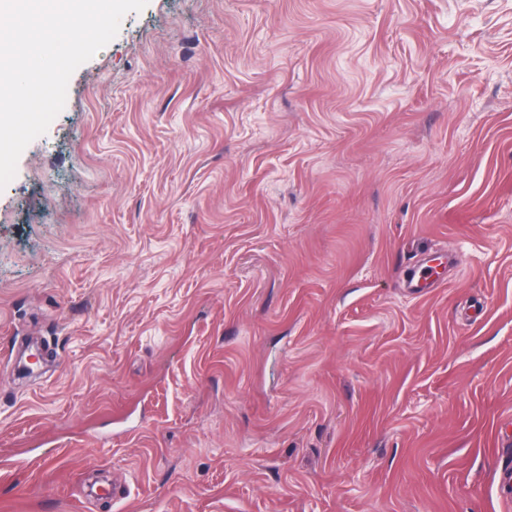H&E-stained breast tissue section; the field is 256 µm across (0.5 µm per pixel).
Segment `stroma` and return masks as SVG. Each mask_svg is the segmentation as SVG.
Masks as SVG:
<instances>
[{
	"instance_id": "35a3bbf8",
	"label": "stroma",
	"mask_w": 512,
	"mask_h": 512,
	"mask_svg": "<svg viewBox=\"0 0 512 512\" xmlns=\"http://www.w3.org/2000/svg\"><path fill=\"white\" fill-rule=\"evenodd\" d=\"M0 512H512V0L127 13L0 190Z\"/></svg>"
}]
</instances>
